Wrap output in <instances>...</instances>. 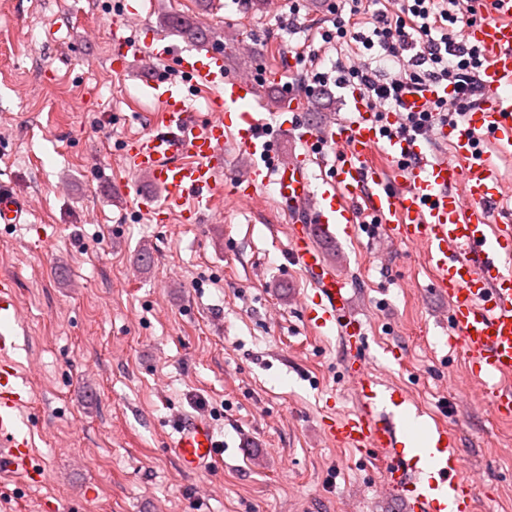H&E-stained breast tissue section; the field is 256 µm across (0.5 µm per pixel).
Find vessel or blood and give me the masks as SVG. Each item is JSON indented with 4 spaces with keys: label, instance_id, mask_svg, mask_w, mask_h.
I'll use <instances>...</instances> for the list:
<instances>
[{
    "label": "vessel or blood",
    "instance_id": "1",
    "mask_svg": "<svg viewBox=\"0 0 512 512\" xmlns=\"http://www.w3.org/2000/svg\"><path fill=\"white\" fill-rule=\"evenodd\" d=\"M494 2V20L464 31L465 40L485 50L481 82L486 97L468 112L466 126L432 128L433 139L450 147L442 161L428 162L417 141L385 139L360 97L349 117L323 126H306L296 118L282 121L281 129L295 131L305 150L281 156L268 123L242 108L255 93L252 77L229 74L222 52L202 54L168 44L148 45L146 54L171 63L186 84L149 75L143 90L161 111L148 132L128 137L122 146L129 169L146 174L154 189L140 207L156 216L177 211L189 221L210 209L228 131L235 154L250 162L246 175L234 183V195L247 200L271 185L290 208L302 212L290 228L289 259L316 277L314 294L303 303L305 321L323 334L342 335L348 352L345 377L356 398L353 412L325 420V432L336 446L373 454L381 464V491L401 501L407 512H472L476 488L461 475L457 439L446 427L428 430L424 447H408L410 398L371 376L367 362L360 360L361 324L346 313L347 283L325 271L316 239L334 234L340 225L353 230L354 204L361 200L392 241L424 246L435 290L450 306L449 346L469 359L494 414H512L507 385L512 379V225L493 221L499 170L476 138L484 132L499 150L512 153V0ZM140 16L136 0H126L112 21L115 70L126 66L131 45L125 30L130 19ZM189 84L217 90L207 121H197L191 111ZM326 147L335 150L337 162L316 192L308 165ZM381 153L387 163L378 161ZM28 211L26 199L0 186V224L25 223ZM26 399L11 364L0 363L4 474L33 468L28 434L17 416ZM168 445L181 468L196 473L222 450L212 425L197 417L179 418Z\"/></svg>",
    "mask_w": 512,
    "mask_h": 512
}]
</instances>
